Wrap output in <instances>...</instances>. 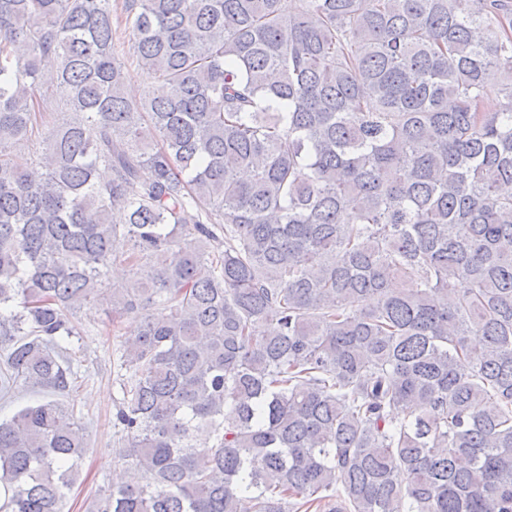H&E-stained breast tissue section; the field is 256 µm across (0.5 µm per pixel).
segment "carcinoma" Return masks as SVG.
Masks as SVG:
<instances>
[{"label": "carcinoma", "mask_w": 512, "mask_h": 512, "mask_svg": "<svg viewBox=\"0 0 512 512\" xmlns=\"http://www.w3.org/2000/svg\"><path fill=\"white\" fill-rule=\"evenodd\" d=\"M509 184L512 0H0V512L79 480L98 302L91 512H512ZM77 318L83 336L78 341L74 339L72 357L81 377L79 388L68 397L59 398L66 404L74 403L85 414L89 449L82 462L80 481L68 492L65 512H88L100 487L121 484L119 474L128 472L113 453L117 446L113 415L118 387L112 382V313H108L105 304L87 305ZM2 398L0 400V417H9L21 408L33 404L36 400L41 399L44 393L38 388L28 387L20 388L15 395Z\"/></svg>", "instance_id": "1"}]
</instances>
